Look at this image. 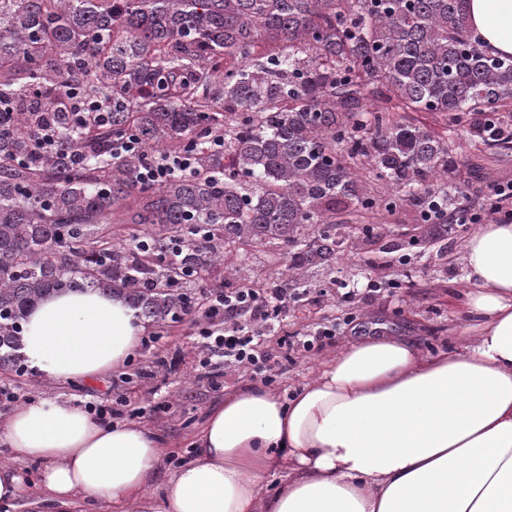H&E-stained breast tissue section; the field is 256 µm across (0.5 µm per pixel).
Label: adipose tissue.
<instances>
[{
	"mask_svg": "<svg viewBox=\"0 0 512 512\" xmlns=\"http://www.w3.org/2000/svg\"><path fill=\"white\" fill-rule=\"evenodd\" d=\"M472 30L512 56V0H469ZM471 317L452 348L384 333L342 345L282 395L248 385L207 410L190 457L142 424L106 425L68 400L18 406L0 440L36 465L35 512H512V223L462 247ZM143 326L95 289L41 300L21 352L46 381H93L126 365ZM282 485L268 491L266 477Z\"/></svg>",
	"mask_w": 512,
	"mask_h": 512,
	"instance_id": "1",
	"label": "adipose tissue"
}]
</instances>
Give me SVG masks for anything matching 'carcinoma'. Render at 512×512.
Instances as JSON below:
<instances>
[{"label":"carcinoma","mask_w":512,"mask_h":512,"mask_svg":"<svg viewBox=\"0 0 512 512\" xmlns=\"http://www.w3.org/2000/svg\"><path fill=\"white\" fill-rule=\"evenodd\" d=\"M68 86L106 123L66 117ZM0 102V369L16 372L47 295L95 288L164 328L219 245L329 266L336 212L401 204L419 242L443 239L465 195L451 133L512 150V57L483 50L466 0H0ZM49 119L59 144L39 159ZM127 136L138 152L115 157ZM167 154L192 172L142 180Z\"/></svg>","instance_id":"obj_1"}]
</instances>
